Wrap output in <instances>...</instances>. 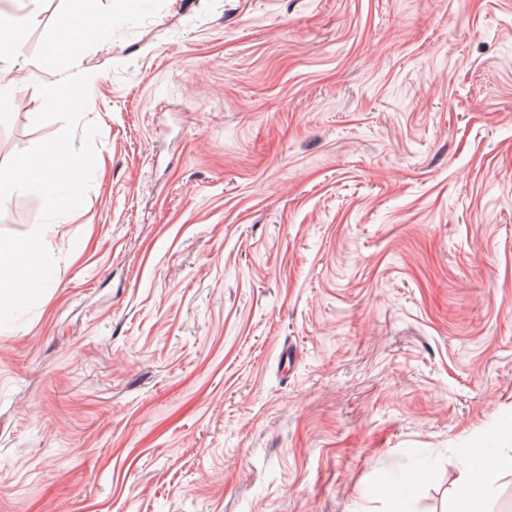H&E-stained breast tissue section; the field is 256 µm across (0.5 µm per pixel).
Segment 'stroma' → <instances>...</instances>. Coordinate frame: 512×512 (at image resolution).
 Instances as JSON below:
<instances>
[{
	"instance_id": "35a3bbf8",
	"label": "stroma",
	"mask_w": 512,
	"mask_h": 512,
	"mask_svg": "<svg viewBox=\"0 0 512 512\" xmlns=\"http://www.w3.org/2000/svg\"><path fill=\"white\" fill-rule=\"evenodd\" d=\"M61 5L0 0L36 15L0 42ZM76 69L96 164L0 327V512H391L420 473L454 512L512 454V0H165ZM13 78L0 165L62 128L59 73ZM490 468L512 471V455H485L466 461L463 464V474L459 482L462 496L458 501L463 505L456 512H482L478 510L477 498L488 494L490 486L486 475ZM424 477L410 475L396 479L388 489V495L395 503L394 512H409L408 508L414 496L421 490Z\"/></svg>"
}]
</instances>
